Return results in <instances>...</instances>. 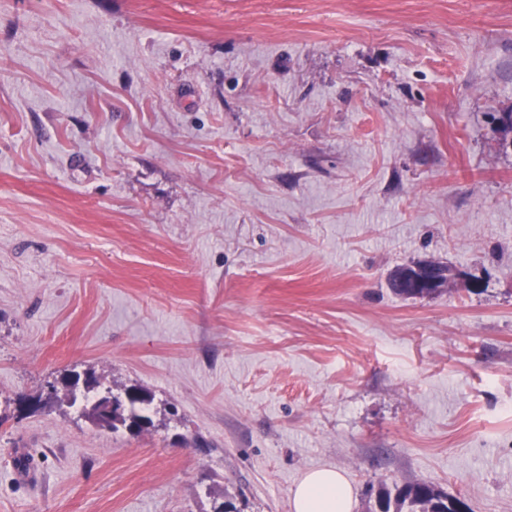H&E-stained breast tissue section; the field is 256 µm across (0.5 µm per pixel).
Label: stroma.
<instances>
[{
  "label": "stroma",
  "mask_w": 512,
  "mask_h": 512,
  "mask_svg": "<svg viewBox=\"0 0 512 512\" xmlns=\"http://www.w3.org/2000/svg\"><path fill=\"white\" fill-rule=\"evenodd\" d=\"M510 107L512 0H0V512H512ZM458 279V275L450 268L441 272L436 268H423L412 264L393 270L388 277V283L390 288H407L421 296L430 297L435 293V289L445 288ZM124 393H131L132 396L125 403L123 410L120 412L112 410L114 395L107 394L97 401L96 408L92 410L93 418L100 425H106L112 416V423L107 427L115 432L130 425H136L138 432L152 425L151 418L146 414L149 412V405L153 400L152 395L145 389L136 386L127 388ZM292 509L293 512H352L351 486L335 468L312 470L294 490ZM394 501L393 512H454L448 504L458 498L448 495L425 483H410L395 486L394 494L386 491L377 498L378 512H391V502Z\"/></svg>",
  "instance_id": "stroma-1"
}]
</instances>
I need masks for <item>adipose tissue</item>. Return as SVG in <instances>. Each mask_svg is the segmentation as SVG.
Wrapping results in <instances>:
<instances>
[{"label":"adipose tissue","instance_id":"obj_1","mask_svg":"<svg viewBox=\"0 0 512 512\" xmlns=\"http://www.w3.org/2000/svg\"><path fill=\"white\" fill-rule=\"evenodd\" d=\"M293 512H352L353 494L345 476L331 467L307 473L292 497Z\"/></svg>","mask_w":512,"mask_h":512}]
</instances>
